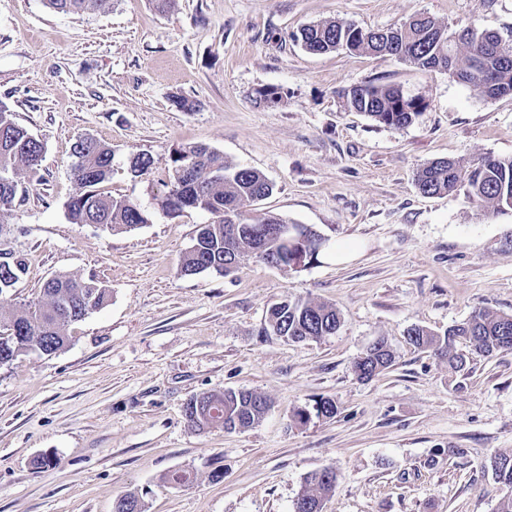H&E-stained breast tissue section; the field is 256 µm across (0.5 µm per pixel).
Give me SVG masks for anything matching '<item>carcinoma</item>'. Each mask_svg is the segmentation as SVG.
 Wrapping results in <instances>:
<instances>
[{
    "label": "carcinoma",
    "instance_id": "carcinoma-1",
    "mask_svg": "<svg viewBox=\"0 0 512 512\" xmlns=\"http://www.w3.org/2000/svg\"><path fill=\"white\" fill-rule=\"evenodd\" d=\"M61 12L101 11L111 0H48ZM297 39L311 54H325L345 48L381 57H393L424 70L448 68V49L454 51L456 76L481 90L491 99L512 95V33H480L464 30L448 37L432 17L415 15L403 25L383 30L351 29V25L333 21L309 24L299 30ZM346 105L396 129L404 128L425 108L422 101L408 99L395 86L367 84L344 93ZM43 152L42 143L13 115L0 106V231L21 185V178L36 173ZM76 161L73 177L80 191L67 204L76 224H98L112 230L134 229L149 222L148 214L126 198H115L100 190L112 176L114 151L92 137L78 140L73 148ZM154 160L145 153L129 159L128 172L134 178L147 174ZM169 191L162 201L169 213L186 209L202 210L214 221L199 228L195 242L181 261V271L194 275L204 271L219 276L230 274L241 258L253 256L279 268L296 269L317 259L323 240L317 231L296 224L295 237L281 240L276 233L285 220L267 214L248 219L249 207L272 195L274 185L262 173L234 166L205 145H185L173 150L168 167ZM415 184L427 196L452 193L466 188L467 196L483 207L512 209V157H484L465 165L451 159H438L418 170ZM26 273V262L11 252H0V329L13 330L0 336V363L6 364L29 353L50 355L63 349L69 328L84 319L85 311L102 308L109 293L94 278L67 274L49 278L41 288L40 300L15 310L7 296ZM341 316L336 308L311 300H283L268 310V330L292 342L318 341L339 329ZM417 348L431 349L448 366L464 369L470 355L490 356L512 351V315H498L485 310L452 325L439 335L422 327L407 331ZM394 355L380 341L354 362L357 374L370 379L391 368ZM215 416L196 426L222 428L232 432L257 424L268 409L266 397L251 391L226 390L212 393ZM313 411L317 417L333 418L338 413L336 401L320 397ZM496 479L509 490L499 502L497 512H512V453L493 458ZM336 486V473L323 468L308 474L298 495L300 512H322L324 499ZM114 512H144L143 503L134 493L115 501Z\"/></svg>",
    "mask_w": 512,
    "mask_h": 512
}]
</instances>
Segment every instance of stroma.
I'll list each match as a JSON object with an SVG mask.
<instances>
[{
    "label": "stroma",
    "instance_id": "1",
    "mask_svg": "<svg viewBox=\"0 0 512 512\" xmlns=\"http://www.w3.org/2000/svg\"><path fill=\"white\" fill-rule=\"evenodd\" d=\"M419 13L451 36L512 28V0H112L80 13L0 0V106L43 145L0 228V247L27 262L12 303L37 301L58 274L111 295L62 350L0 365V512H113L127 493L145 512H292L322 468L337 475L323 512H496L506 490L491 461L512 452V352L455 371L406 331L440 333L476 310L512 315V210L462 189L426 196L414 181L440 158L512 157V96L391 57L312 55L295 39L308 24L385 29ZM369 82L426 107L401 129L345 107L343 92ZM269 85L283 100L257 104ZM83 137L112 146L102 189L149 223H72ZM195 143L273 182L254 214L320 232L317 261L289 270L246 256L227 276L184 275L212 217L161 202L171 152ZM137 153L155 166L135 179ZM284 299L333 305L339 330L305 343L265 334ZM380 339L395 362L362 379L354 361ZM230 389L267 397L258 424L227 433L187 420L192 397ZM319 397L336 401V417L296 422ZM42 454L55 465L34 468ZM176 471L189 481L171 482Z\"/></svg>",
    "mask_w": 512,
    "mask_h": 512
}]
</instances>
